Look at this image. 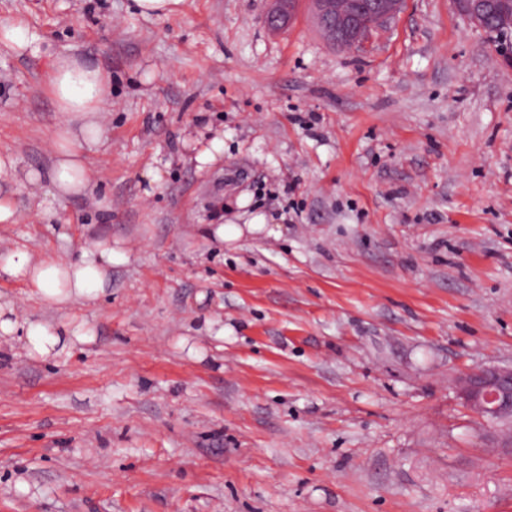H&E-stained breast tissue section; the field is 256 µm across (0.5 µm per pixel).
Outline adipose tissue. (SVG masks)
<instances>
[{
  "label": "adipose tissue",
  "mask_w": 512,
  "mask_h": 512,
  "mask_svg": "<svg viewBox=\"0 0 512 512\" xmlns=\"http://www.w3.org/2000/svg\"><path fill=\"white\" fill-rule=\"evenodd\" d=\"M48 87L58 115L51 143L54 162L51 170L19 172L13 156L0 157V182L11 184L18 178L34 186L49 182L55 202L86 193L91 174L86 164L88 151L97 149L103 139L101 115L112 94L109 74L95 66L79 64L71 57L55 59L48 76ZM124 252L111 242H101L84 250L80 259L54 255L32 261L26 250L9 253L0 262V271L24 282L32 293L51 306H66L75 301H93L103 294L113 264L126 261ZM11 309L0 306V334L24 333L33 351L50 355L63 337L85 341L82 325L64 323L57 326H23L11 319Z\"/></svg>",
  "instance_id": "adipose-tissue-1"
}]
</instances>
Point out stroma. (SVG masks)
I'll use <instances>...</instances> for the list:
<instances>
[{
	"mask_svg": "<svg viewBox=\"0 0 512 512\" xmlns=\"http://www.w3.org/2000/svg\"><path fill=\"white\" fill-rule=\"evenodd\" d=\"M130 4L0 0L42 47L0 55L21 167L51 161L55 56L112 74L92 192L12 186L0 253L128 255L91 304L0 274L15 319L90 333L0 335V512H512V446L455 388L512 364V57L453 0L365 53L308 0L277 33L267 0ZM12 314V309L5 305L2 307L0 303V332L9 336L19 334L20 332L26 336L28 343L32 346L33 351L40 356H48L57 346L62 344V348L66 346L65 340L61 336H75L80 342L86 340V336H90L83 331L81 324L63 323L57 326L39 325L33 326L20 325L17 320L7 317Z\"/></svg>",
	"mask_w": 512,
	"mask_h": 512,
	"instance_id": "stroma-1",
	"label": "stroma"
}]
</instances>
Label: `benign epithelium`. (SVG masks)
Segmentation results:
<instances>
[{"label":"benign epithelium","instance_id":"benign-epithelium-1","mask_svg":"<svg viewBox=\"0 0 512 512\" xmlns=\"http://www.w3.org/2000/svg\"><path fill=\"white\" fill-rule=\"evenodd\" d=\"M266 19L277 28L287 13L295 12V0H271ZM318 25L333 43L364 47L374 33L399 11L402 0H312ZM497 0H456L457 8L477 28H486L489 10ZM458 396L478 416L512 424V365L482 366L458 378Z\"/></svg>","mask_w":512,"mask_h":512}]
</instances>
